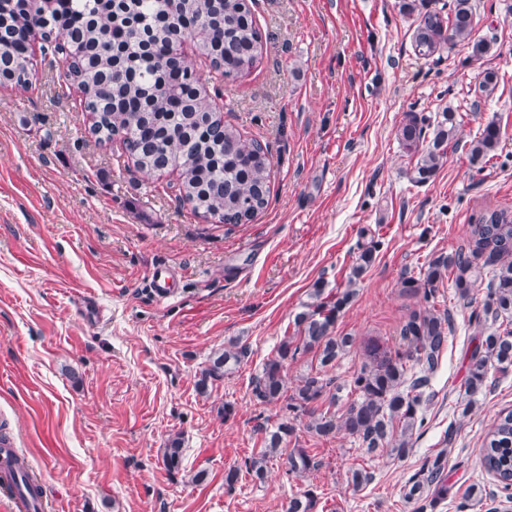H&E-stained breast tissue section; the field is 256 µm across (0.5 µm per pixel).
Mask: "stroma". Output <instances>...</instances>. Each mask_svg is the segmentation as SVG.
<instances>
[{"mask_svg":"<svg viewBox=\"0 0 512 512\" xmlns=\"http://www.w3.org/2000/svg\"><path fill=\"white\" fill-rule=\"evenodd\" d=\"M473 3L492 42L478 62L463 45L437 62L417 58L398 0H254L263 57L233 82L212 77L188 39L225 123L272 156L269 203L250 224L195 214L178 197V173L145 174L119 142L89 135L62 60L36 41L32 88L0 87V427L40 477L49 512H284L310 487L324 512H417L404 494L447 436L450 491L433 512H512L479 464L487 431L512 410V370L494 373L470 412L461 406L486 285L463 306L451 280L429 298L402 284L465 243L481 209L512 210V0ZM485 68L500 76L487 99L477 90ZM447 105L463 143L492 119L501 142L479 165L463 143L449 148L437 174L414 185L397 129L405 113L432 118ZM372 239L380 246L336 322L356 338L332 370L337 382L359 370L366 342L398 346L412 312L433 306L454 320L426 425L401 458L371 456L342 434L314 437L307 415L251 394L315 286L345 288ZM160 267L181 271L165 299L149 286ZM230 340L247 357L199 394V371ZM284 420L295 428L289 446L321 467L295 477L275 458L264 482L244 473L226 486L225 472L260 450L261 427ZM176 433L173 475L163 452ZM362 468L371 482L348 487ZM201 470L206 480L193 482ZM474 483L488 491L483 504L465 496Z\"/></svg>","mask_w":512,"mask_h":512,"instance_id":"35a3bbf8","label":"stroma"}]
</instances>
